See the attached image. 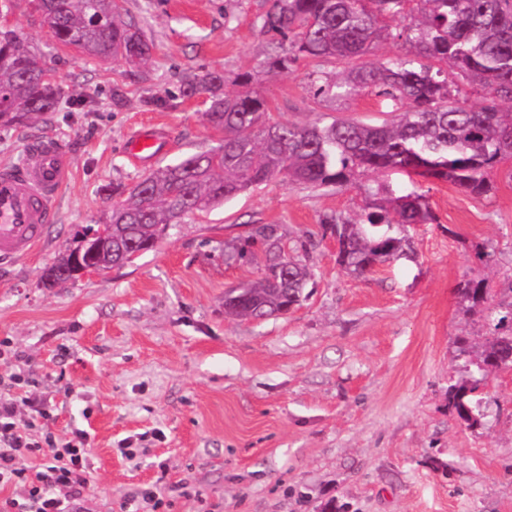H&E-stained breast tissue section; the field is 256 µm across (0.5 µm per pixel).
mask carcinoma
I'll list each match as a JSON object with an SVG mask.
<instances>
[{"label":"carcinoma","instance_id":"1","mask_svg":"<svg viewBox=\"0 0 512 512\" xmlns=\"http://www.w3.org/2000/svg\"><path fill=\"white\" fill-rule=\"evenodd\" d=\"M261 29L280 37V52L266 73L287 72L299 61L319 59L343 66V75H320L312 103L342 102L371 92L385 106L380 124L335 120L300 126L273 117L252 73L224 90L219 70L186 78L181 95L204 96L206 119L221 134L212 149L159 168L128 187L112 185V242L93 236L80 249L85 265L124 264L120 243L137 240L156 248L163 229L273 179L315 186H342L356 175L415 171L451 182L475 195L492 190L489 175L512 160V0H267ZM41 25L60 46L96 61L146 62L152 43L123 19L111 0H35ZM403 53L373 64L367 57L382 43ZM50 61L20 35L0 37V123L23 124L61 111L62 84L43 78ZM485 93L468 103V90ZM423 196L396 193L366 205L352 223L323 225L338 238L337 260L362 276L403 252L404 227L433 220ZM263 253L260 276L225 292L224 311L261 320L285 314L306 298L312 274L305 260L282 251L277 224H256L227 260ZM74 253L45 267L48 287ZM457 292L471 306L494 301L484 278L460 282ZM495 332L469 364L479 379L448 390V403L468 426L478 425L475 391L489 372L512 369V301L493 307Z\"/></svg>","mask_w":512,"mask_h":512}]
</instances>
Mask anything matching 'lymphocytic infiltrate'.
<instances>
[{"label": "lymphocytic infiltrate", "instance_id": "f902f5d3", "mask_svg": "<svg viewBox=\"0 0 512 512\" xmlns=\"http://www.w3.org/2000/svg\"><path fill=\"white\" fill-rule=\"evenodd\" d=\"M48 456V463L30 472L26 461ZM91 446L86 435L60 439L51 433L32 439L18 428L13 398L0 393V488L27 484L25 502L0 501V512H82L89 488Z\"/></svg>", "mask_w": 512, "mask_h": 512}]
</instances>
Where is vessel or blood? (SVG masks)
<instances>
[{
	"label": "vessel or blood",
	"mask_w": 512,
	"mask_h": 512,
	"mask_svg": "<svg viewBox=\"0 0 512 512\" xmlns=\"http://www.w3.org/2000/svg\"><path fill=\"white\" fill-rule=\"evenodd\" d=\"M161 135L148 129L135 135L130 152L141 162L157 157ZM70 179L68 156L54 140L30 143L19 165H0V258L18 259L43 242L59 195Z\"/></svg>",
	"instance_id": "1"
}]
</instances>
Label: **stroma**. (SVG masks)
Segmentation results:
<instances>
[{
	"label": "stroma",
	"instance_id": "obj_1",
	"mask_svg": "<svg viewBox=\"0 0 512 512\" xmlns=\"http://www.w3.org/2000/svg\"><path fill=\"white\" fill-rule=\"evenodd\" d=\"M152 42L131 66L86 62L56 46L31 0H14V29L51 60L66 111L48 122L0 127V164H20L25 142L57 139L74 176L41 248L0 262V379L13 387L31 437L87 433L90 488L84 512H143L140 493L163 494L158 512H512V369L489 377L471 428L448 405L465 378L459 339L490 335L488 312L469 309L459 283L479 275L512 300V178L491 173L486 195L391 172L346 186L277 180L170 225L132 263L48 288L45 266L106 223V187L150 171L128 144L143 127L167 137L156 166L216 146L203 98L180 93L183 76L224 73V87L260 72L276 53L255 20L266 0H123ZM303 61L261 75L275 118L298 125L381 123L377 99L314 106ZM416 188L433 215L405 235L408 257L363 276L336 261L325 219L358 220L378 183ZM256 224L288 240L317 235L309 295L265 320L225 315L224 293L255 280L256 263L225 262ZM47 418L31 419V407Z\"/></svg>",
	"mask_w": 512,
	"mask_h": 512
}]
</instances>
